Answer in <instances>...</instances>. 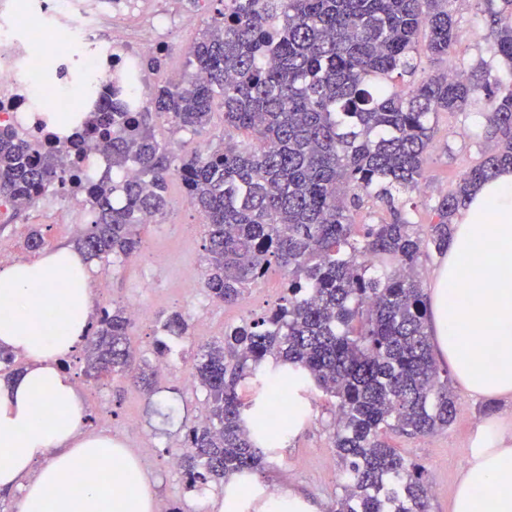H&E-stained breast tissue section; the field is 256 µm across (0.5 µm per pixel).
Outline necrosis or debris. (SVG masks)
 I'll list each match as a JSON object with an SVG mask.
<instances>
[{
  "mask_svg": "<svg viewBox=\"0 0 512 512\" xmlns=\"http://www.w3.org/2000/svg\"><path fill=\"white\" fill-rule=\"evenodd\" d=\"M143 0H0V128H11L32 152L53 153L67 181V206L84 199L80 177L105 166L100 135L84 125L112 96V83L131 63L160 53L155 19L125 27ZM109 39L95 40L104 21ZM71 112L78 144L48 128L45 113Z\"/></svg>",
  "mask_w": 512,
  "mask_h": 512,
  "instance_id": "obj_1",
  "label": "necrosis or debris"
}]
</instances>
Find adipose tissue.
Returning <instances> with one entry per match:
<instances>
[{
  "label": "adipose tissue",
  "mask_w": 512,
  "mask_h": 512,
  "mask_svg": "<svg viewBox=\"0 0 512 512\" xmlns=\"http://www.w3.org/2000/svg\"><path fill=\"white\" fill-rule=\"evenodd\" d=\"M94 290L70 246L0 266V347L26 364L0 380V493L17 512H158L127 448L86 427L87 408L61 368L85 341ZM434 342L463 391L512 400V168L483 182L461 211L432 289ZM60 312L57 324L44 320ZM452 512H512V428L481 423Z\"/></svg>",
  "instance_id": "1"
}]
</instances>
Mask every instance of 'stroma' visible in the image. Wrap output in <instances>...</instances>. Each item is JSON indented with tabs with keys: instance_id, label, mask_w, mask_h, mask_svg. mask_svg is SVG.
<instances>
[{
	"instance_id": "35a3bbf8",
	"label": "stroma",
	"mask_w": 512,
	"mask_h": 512,
	"mask_svg": "<svg viewBox=\"0 0 512 512\" xmlns=\"http://www.w3.org/2000/svg\"><path fill=\"white\" fill-rule=\"evenodd\" d=\"M146 7L165 9L173 16L165 32L163 64L149 73V85L154 88L172 75L193 72L184 48L201 35L218 5L216 0H148ZM453 9L459 38L452 52L440 63L423 61L418 78L447 70L468 71L481 61L490 60L493 37L477 11L476 0H455ZM486 108V100L479 97L467 111L438 114L423 178L418 189L409 194L415 223H432L433 206L438 198L451 192L461 176L488 155L492 142L482 117ZM155 130L158 139L168 144L178 157L217 147L227 137L241 142L249 139L245 131L225 129L224 111L218 104L213 105L205 129L188 133L159 118ZM169 196L172 203L167 212L159 216L157 223L141 228L144 246L140 256L152 262L153 281L141 284L140 267L119 260L90 261V276L95 281L109 279L111 301L123 305L144 301L150 305L148 318L133 324L129 331L132 347L146 360H154V345L162 336L157 320L159 312L179 311L189 317L202 312L207 316V326L193 330L188 339L172 343L168 358L175 363V371L161 379L160 390L154 395H146L127 381L109 377L88 386L83 395L88 406V428H111L127 446L135 448L137 456L149 461L146 475L158 499L179 502L184 512H199V501L206 496H223V486L211 483L189 487L183 473L168 464L169 456L176 452V443L183 438L184 425L202 416L207 408L205 390L192 382L193 363L202 346L221 339L225 326L258 318L273 308L282 295L283 273L278 267H271L265 278L248 288L234 305L210 298L202 283L186 286L188 272L199 276L204 273L203 218L188 202L179 183L170 184ZM33 225L41 227L48 246L69 245L76 240L72 225L58 209L56 197L50 196L45 200L43 212L7 215L0 226V264L30 259L25 238ZM449 387L457 414L447 429L428 436L398 431L386 434L387 441L405 459L425 466L431 486L430 512H451L452 494L467 463L478 424L487 419L512 422L511 402L472 401L454 379ZM306 407L304 422L279 441L275 455L267 459L264 478L253 479L252 485L263 496L274 492L304 494L330 512L342 484L330 439L334 408L317 390L307 393ZM132 418L139 422V432H125L124 423Z\"/></svg>"
}]
</instances>
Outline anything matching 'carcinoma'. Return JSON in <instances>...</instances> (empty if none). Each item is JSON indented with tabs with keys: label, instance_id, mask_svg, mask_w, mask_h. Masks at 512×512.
Masks as SVG:
<instances>
[{
	"label": "carcinoma",
	"instance_id": "1",
	"mask_svg": "<svg viewBox=\"0 0 512 512\" xmlns=\"http://www.w3.org/2000/svg\"><path fill=\"white\" fill-rule=\"evenodd\" d=\"M217 2L222 9L191 50L204 79L156 87L139 112L114 100L112 111L90 116L109 166L88 182L93 219L77 245L90 259L138 253L139 214H163L175 178L206 218L212 298L236 303L273 265L287 274L273 311L227 326L195 361L208 410L186 428L188 451L178 456L190 487L262 473L260 444L276 447L303 421L302 396L313 385L336 400L332 444L344 485L333 512H429L425 468L384 434H432L455 417L417 268L428 249L448 251L455 217L478 185L512 166V87L490 80L487 67L413 81L421 32L433 62L456 42L451 0ZM476 2L496 26L493 57L512 70V0ZM481 95L493 153L438 199L434 222H411L403 198L423 178L435 115L463 112ZM217 98L224 128L254 143L228 139L179 159L156 138L158 116L179 129L205 128ZM131 165L139 177L126 180ZM58 179L53 157L31 154L12 130H0L1 199ZM366 198L389 218L359 229L353 215ZM130 326L125 308L101 310L84 376L120 375L151 392L157 373L132 368ZM161 329L170 339L189 335L179 312ZM249 379L256 390L245 401L238 387Z\"/></svg>",
	"mask_w": 512,
	"mask_h": 512
}]
</instances>
